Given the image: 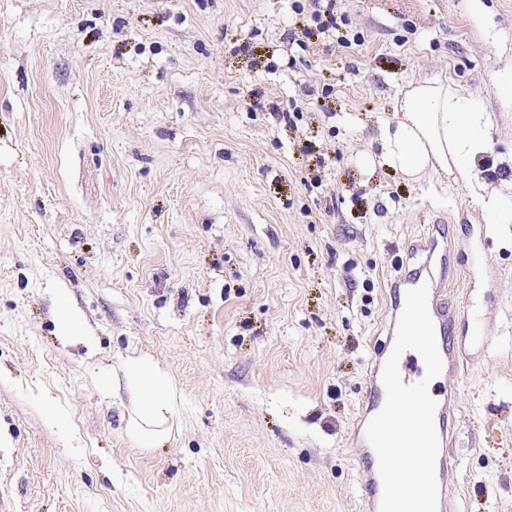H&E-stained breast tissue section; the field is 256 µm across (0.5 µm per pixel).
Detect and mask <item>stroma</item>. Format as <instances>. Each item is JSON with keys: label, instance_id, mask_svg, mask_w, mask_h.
<instances>
[{"label": "stroma", "instance_id": "1", "mask_svg": "<svg viewBox=\"0 0 512 512\" xmlns=\"http://www.w3.org/2000/svg\"><path fill=\"white\" fill-rule=\"evenodd\" d=\"M313 10L0 0V512H369L357 410L424 264L469 313L429 385L457 399V510L512 512V0H339L295 43ZM434 78L490 146L444 188L377 161ZM60 296L89 341L57 336ZM135 355L181 396L152 448ZM336 2L335 0H314L313 22L318 33L323 34L336 29Z\"/></svg>", "mask_w": 512, "mask_h": 512}]
</instances>
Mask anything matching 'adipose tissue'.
Listing matches in <instances>:
<instances>
[{
	"label": "adipose tissue",
	"mask_w": 512,
	"mask_h": 512,
	"mask_svg": "<svg viewBox=\"0 0 512 512\" xmlns=\"http://www.w3.org/2000/svg\"><path fill=\"white\" fill-rule=\"evenodd\" d=\"M484 121L483 113L448 82L408 83L397 118L380 129L379 159L412 181L429 172L468 177L487 150ZM125 377L131 402L128 432L139 447H154L172 430L179 394L170 377L145 356L128 358Z\"/></svg>",
	"instance_id": "obj_1"
}]
</instances>
